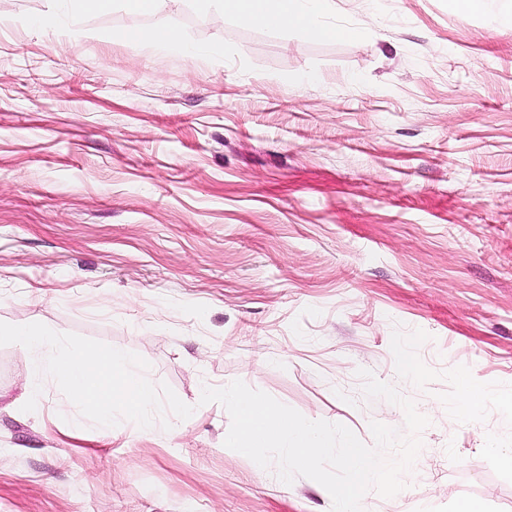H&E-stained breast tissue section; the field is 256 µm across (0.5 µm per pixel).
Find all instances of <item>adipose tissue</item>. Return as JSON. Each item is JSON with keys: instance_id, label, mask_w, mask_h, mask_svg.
<instances>
[{"instance_id": "adipose-tissue-1", "label": "adipose tissue", "mask_w": 512, "mask_h": 512, "mask_svg": "<svg viewBox=\"0 0 512 512\" xmlns=\"http://www.w3.org/2000/svg\"><path fill=\"white\" fill-rule=\"evenodd\" d=\"M90 0H47L45 12L38 17L18 16L0 11V26L58 27L72 25L87 10ZM204 15L230 18L271 30H295L315 38L339 41L360 40L362 33L354 26L330 23L336 10L335 0H199ZM131 43H148L163 51L195 58L213 54L210 46L185 43L165 21L129 30L124 35Z\"/></svg>"}]
</instances>
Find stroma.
Segmentation results:
<instances>
[{
    "label": "stroma",
    "mask_w": 512,
    "mask_h": 512,
    "mask_svg": "<svg viewBox=\"0 0 512 512\" xmlns=\"http://www.w3.org/2000/svg\"><path fill=\"white\" fill-rule=\"evenodd\" d=\"M359 42L120 0L82 36L0 28V322L121 346L194 413L141 434L64 404L28 412L29 356L0 346V512H331L225 448L204 387L239 379L372 444L431 424L369 512H512V22L456 0H339ZM169 23L202 60L124 42ZM413 354L405 366L402 349ZM487 396L453 411L460 381Z\"/></svg>",
    "instance_id": "35a3bbf8"
}]
</instances>
